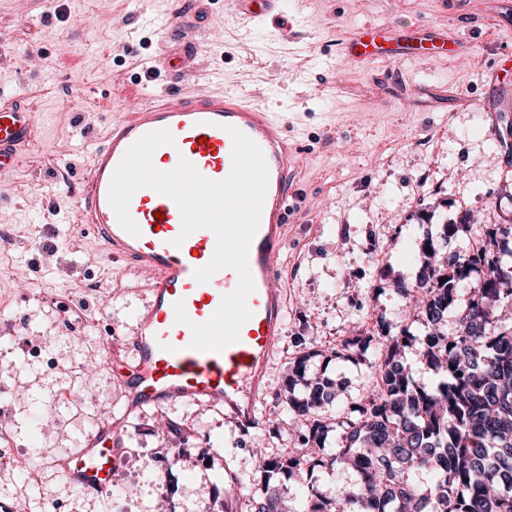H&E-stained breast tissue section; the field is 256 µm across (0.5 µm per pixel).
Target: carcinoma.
Instances as JSON below:
<instances>
[{
    "mask_svg": "<svg viewBox=\"0 0 512 512\" xmlns=\"http://www.w3.org/2000/svg\"><path fill=\"white\" fill-rule=\"evenodd\" d=\"M497 248L494 230L472 252L439 262L433 240L421 244L423 296L411 309L424 324L420 359L439 377L437 384L426 387L414 379L406 357L411 336H388L355 416L334 425L320 410L336 398L335 383L308 380L296 394L293 385L303 379L297 365L284 406L293 415L299 447L276 457L259 452L256 482L262 489L245 504L246 512H288L271 483L335 466L355 470L360 482L330 492L308 486L305 512H512V324L496 311L500 304L512 307V269L502 267ZM482 267L486 274L472 277ZM462 283L470 297L450 335L443 322ZM371 340L348 338L334 357L366 363ZM333 430L339 446L318 457Z\"/></svg>",
    "mask_w": 512,
    "mask_h": 512,
    "instance_id": "obj_1",
    "label": "carcinoma"
}]
</instances>
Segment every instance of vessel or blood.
<instances>
[{
	"mask_svg": "<svg viewBox=\"0 0 512 512\" xmlns=\"http://www.w3.org/2000/svg\"><path fill=\"white\" fill-rule=\"evenodd\" d=\"M224 11L227 20L244 25L283 21L278 0H225ZM336 51L354 64L389 67L412 58L454 60L469 55L472 47L447 28L365 24L338 39ZM231 126L263 152L268 187L248 255L255 285L248 299L252 316L242 326L238 341L219 352H203L190 346V323L208 321L222 297L238 284V275L230 268L216 272L205 283L194 277L195 269L214 254L215 234L201 228L181 237L175 202L142 188L129 205L140 229L139 236H132L118 223L108 192L113 172L130 145L160 129L169 130L175 143L155 151L156 168L172 170L184 158L204 177L224 180L232 170L233 141L227 132ZM37 136L33 107L0 90V172L15 171L22 152L31 150ZM297 166L298 150L288 139L287 120L230 91L189 97L170 90L138 104L123 119L109 122L77 183L76 221L90 230L108 258L151 274L147 300L126 339L131 357L125 367L128 411L191 400L223 406L225 419L238 429L253 423L254 404L283 328L285 300L272 283L295 212L291 177ZM179 301L189 324L175 320L174 305ZM123 428V419L102 410L97 431L75 455L63 460L64 476L86 493L110 491L121 462L117 444Z\"/></svg>",
	"mask_w": 512,
	"mask_h": 512,
	"instance_id": "1",
	"label": "vessel or blood"
}]
</instances>
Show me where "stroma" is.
Segmentation results:
<instances>
[{
  "mask_svg": "<svg viewBox=\"0 0 512 512\" xmlns=\"http://www.w3.org/2000/svg\"><path fill=\"white\" fill-rule=\"evenodd\" d=\"M287 32L258 27L240 36L224 0H0V89L22 95L39 138L17 171L0 175V424L17 456L0 469V504L19 512H153L158 485L178 493L170 512H197L224 499V470L253 475L252 451L296 432L281 398L297 361L307 379L331 378L328 418L347 417L372 370L332 352L344 339L424 329L408 314L418 243L441 223L462 225L447 251L468 253L485 226L512 225V155L485 112L512 115V0H280ZM446 26L476 43L453 62L412 59L378 68L350 63L335 42L368 23ZM193 43L181 78L160 73L146 95L230 90L288 115L300 163L301 205L279 258L285 299L280 341L256 402L257 421L239 431L224 411L177 402L129 415L112 489L92 496L56 474L93 434L100 411L124 412L112 369L147 296L146 279L107 260L76 222L75 183L109 121L137 105L130 92L161 49ZM54 245L53 254L43 251ZM116 340H109L110 332ZM92 393L82 418L68 390ZM175 430H168V423ZM212 448L208 466L198 449Z\"/></svg>",
  "mask_w": 512,
  "mask_h": 512,
  "instance_id": "35a3bbf8",
  "label": "stroma"
}]
</instances>
